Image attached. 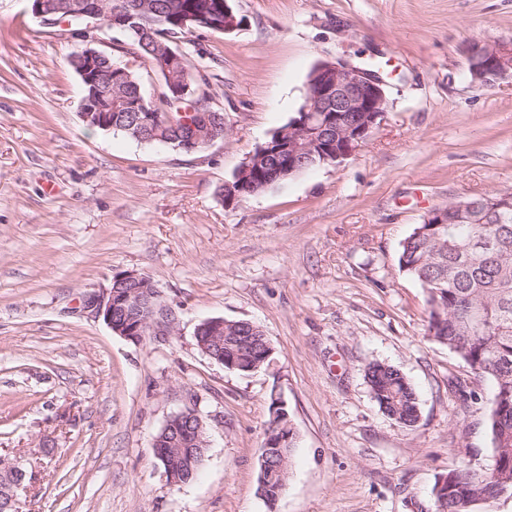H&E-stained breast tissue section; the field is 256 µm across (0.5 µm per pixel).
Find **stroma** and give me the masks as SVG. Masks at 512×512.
I'll return each mask as SVG.
<instances>
[{"instance_id":"stroma-1","label":"stroma","mask_w":512,"mask_h":512,"mask_svg":"<svg viewBox=\"0 0 512 512\" xmlns=\"http://www.w3.org/2000/svg\"><path fill=\"white\" fill-rule=\"evenodd\" d=\"M246 23L179 43L202 63L224 136L186 153L88 126L67 27L0 0V458L27 473L19 512H432L436 479L492 463L488 380L426 338V293L398 268L424 214L512 192V82H470L471 41L512 40V0H233ZM146 96L161 80L99 33ZM376 64L387 112L340 165L235 207L218 190L295 116L314 63ZM141 273L168 311L141 341L81 313ZM246 320L273 353L229 370L198 348L206 319ZM374 361L410 380L419 420L389 419ZM297 434L275 508L257 492L271 394ZM193 408L204 467L166 481L153 448Z\"/></svg>"}]
</instances>
